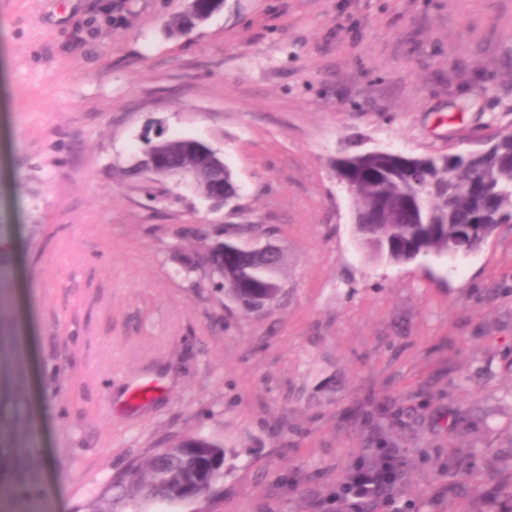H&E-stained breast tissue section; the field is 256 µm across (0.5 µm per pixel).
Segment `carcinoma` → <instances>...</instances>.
<instances>
[{
	"instance_id": "carcinoma-1",
	"label": "carcinoma",
	"mask_w": 512,
	"mask_h": 512,
	"mask_svg": "<svg viewBox=\"0 0 512 512\" xmlns=\"http://www.w3.org/2000/svg\"><path fill=\"white\" fill-rule=\"evenodd\" d=\"M174 161L205 167L207 158L182 140L170 142ZM350 194L354 238L369 261L405 263L421 257L453 254L458 239L490 236L501 224H512V131L497 133L482 153H435L406 166L392 152L343 155L333 162ZM255 232L275 236L264 225L224 224L191 227L184 234L208 241L204 252L188 257L190 269L219 282L240 309L256 312L271 288L280 283L272 256L241 241ZM223 445L201 434H188L159 457L109 478L98 491L92 512H119L129 505L154 512H178L193 494L223 478ZM488 482L502 481L495 455L481 459Z\"/></svg>"
}]
</instances>
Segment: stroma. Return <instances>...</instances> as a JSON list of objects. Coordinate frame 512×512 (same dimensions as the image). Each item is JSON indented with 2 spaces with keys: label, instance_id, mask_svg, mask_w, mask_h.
Here are the masks:
<instances>
[{
  "label": "stroma",
  "instance_id": "35a3bbf8",
  "mask_svg": "<svg viewBox=\"0 0 512 512\" xmlns=\"http://www.w3.org/2000/svg\"><path fill=\"white\" fill-rule=\"evenodd\" d=\"M183 0H0V379L5 512H86L101 482L178 436L224 445V478L181 512H336L380 448L409 512H512L458 454L512 473V224L448 259L367 261L340 152L422 156L512 130V0H224L171 36ZM220 151L239 198L130 168L145 137ZM265 224L286 294L239 309L183 270L181 227ZM163 393L129 407L131 388ZM50 469L37 466L42 456ZM466 487L449 498V483Z\"/></svg>",
  "mask_w": 512,
  "mask_h": 512
}]
</instances>
